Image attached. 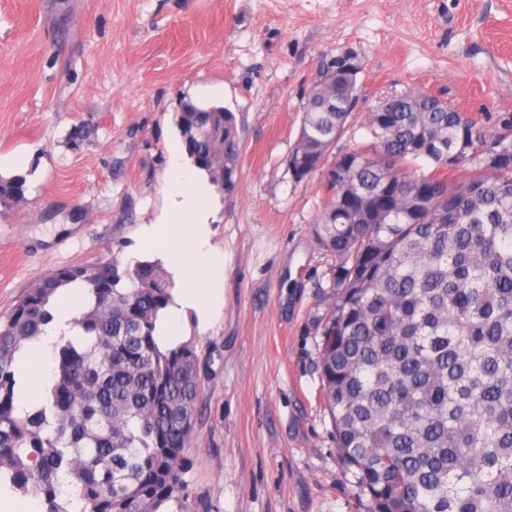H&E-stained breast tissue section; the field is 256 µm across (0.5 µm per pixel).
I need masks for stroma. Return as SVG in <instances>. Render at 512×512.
<instances>
[{
  "label": "stroma",
  "instance_id": "stroma-1",
  "mask_svg": "<svg viewBox=\"0 0 512 512\" xmlns=\"http://www.w3.org/2000/svg\"><path fill=\"white\" fill-rule=\"evenodd\" d=\"M355 55L366 112L422 89L480 117L512 112V0H0V157L26 180L0 211V316L64 265L159 260L182 334L212 360L191 465L207 512H364L336 453L317 369L335 259L311 226L337 154L292 179L304 92ZM242 122L235 189L206 184L194 230L224 258L218 306L186 297L176 260L148 250L178 207L167 174L184 147L181 101ZM89 132L72 143L73 126Z\"/></svg>",
  "mask_w": 512,
  "mask_h": 512
}]
</instances>
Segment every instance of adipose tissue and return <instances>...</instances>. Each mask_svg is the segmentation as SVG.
Returning <instances> with one entry per match:
<instances>
[{"label": "adipose tissue", "instance_id": "1", "mask_svg": "<svg viewBox=\"0 0 512 512\" xmlns=\"http://www.w3.org/2000/svg\"><path fill=\"white\" fill-rule=\"evenodd\" d=\"M168 187L171 192L184 196L186 207L171 213L167 222L155 225L147 243L151 248L178 255L184 268L186 291L188 295H199V280L203 276H216L221 260L205 251L201 241L189 233L193 210L202 208L206 202L198 189L196 174L193 170L172 163ZM52 336H44L27 352V360L34 367V374L28 379L26 389L19 397L21 407H30L41 395L54 366L52 353Z\"/></svg>", "mask_w": 512, "mask_h": 512}]
</instances>
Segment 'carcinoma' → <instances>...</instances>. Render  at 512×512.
Masks as SVG:
<instances>
[{
  "mask_svg": "<svg viewBox=\"0 0 512 512\" xmlns=\"http://www.w3.org/2000/svg\"><path fill=\"white\" fill-rule=\"evenodd\" d=\"M359 72L340 55L310 86L294 179L344 132ZM174 124L191 165L232 191L234 112L185 100ZM365 129L311 227L336 259L318 356L336 452L365 512H512V113L491 129L410 89L379 99ZM24 184L0 177L1 209ZM73 287L78 336H58L44 399L20 413L16 358ZM173 288L160 261L116 254L58 268L0 318V484L46 512H196L184 474L211 360L193 337L160 345Z\"/></svg>",
  "mask_w": 512,
  "mask_h": 512,
  "instance_id": "obj_1",
  "label": "carcinoma"
}]
</instances>
